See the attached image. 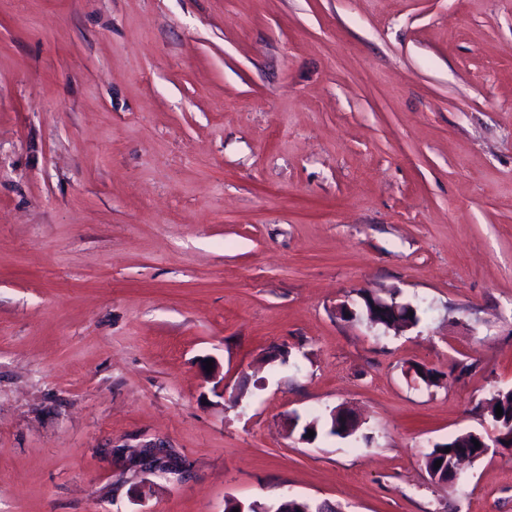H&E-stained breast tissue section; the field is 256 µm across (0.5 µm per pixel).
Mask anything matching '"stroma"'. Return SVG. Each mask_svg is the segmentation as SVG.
Segmentation results:
<instances>
[{
	"label": "stroma",
	"mask_w": 512,
	"mask_h": 512,
	"mask_svg": "<svg viewBox=\"0 0 512 512\" xmlns=\"http://www.w3.org/2000/svg\"><path fill=\"white\" fill-rule=\"evenodd\" d=\"M510 388L512 0H0V512H512ZM370 298V308H366L368 323L370 325L382 327L381 324H384L382 319L389 320V318H398L399 307L397 302L400 303V301L395 300L396 297L388 300L371 292ZM489 414L497 417L496 406L500 405L505 419L511 418L506 426L498 422L491 421L492 428L486 431V434L473 432L478 435L481 443L487 447L484 448H512V390H498L486 402ZM472 439L473 436L466 432L456 436L446 443L435 444L430 451L423 455V465L428 475L430 469H438L439 471H442L440 481H445L446 478L443 477V470H446L448 466L453 463V452L457 449L456 447H466ZM445 448H450L449 453L445 452ZM438 459H442V464L439 468H434L435 461Z\"/></svg>",
	"instance_id": "1"
}]
</instances>
